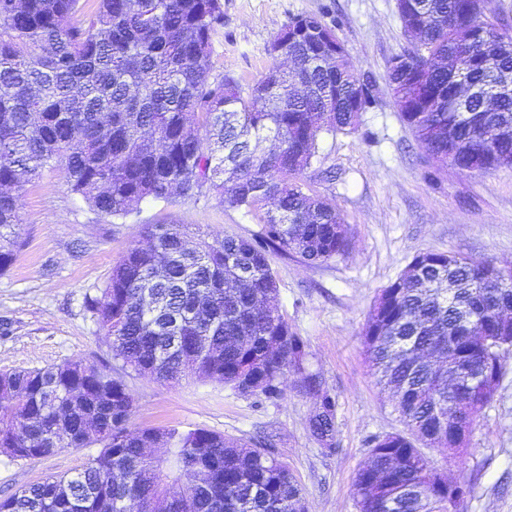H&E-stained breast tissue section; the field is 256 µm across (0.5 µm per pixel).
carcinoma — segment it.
I'll return each instance as SVG.
<instances>
[{"instance_id": "1", "label": "carcinoma", "mask_w": 512, "mask_h": 512, "mask_svg": "<svg viewBox=\"0 0 512 512\" xmlns=\"http://www.w3.org/2000/svg\"><path fill=\"white\" fill-rule=\"evenodd\" d=\"M0 0V272L18 246L21 191L60 169L68 189L96 212L125 218L147 201L178 194L219 199L260 214L251 237L186 244L181 224H146L88 301L115 356L160 381L194 374L267 398L293 370L320 398L310 419L331 450L336 400L308 367V352L275 298L268 253L326 262L348 247L343 216L305 189L323 134L352 132L373 97L346 66L320 67L334 30L315 15L288 22L283 56L243 90L211 76L212 37L223 0ZM489 0H396L413 49L387 63L401 118L428 155L454 169L512 165V33L486 17ZM484 88L464 99L465 88ZM512 271L460 255L421 252L382 289L362 338L389 386L406 431L372 439L355 479L359 512H460L472 493L416 446L448 447L433 406L463 404L471 428L494 399L512 354ZM482 376L448 389L445 374ZM133 398L122 379L83 359L0 372V454L46 457L102 445L76 474L50 477L0 499V512H306L288 468L202 428L127 423ZM163 441L185 468L167 473L145 447Z\"/></svg>"}]
</instances>
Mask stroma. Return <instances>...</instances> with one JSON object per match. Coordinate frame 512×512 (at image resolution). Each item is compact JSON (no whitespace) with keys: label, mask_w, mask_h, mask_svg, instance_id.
Masks as SVG:
<instances>
[{"label":"stroma","mask_w":512,"mask_h":512,"mask_svg":"<svg viewBox=\"0 0 512 512\" xmlns=\"http://www.w3.org/2000/svg\"><path fill=\"white\" fill-rule=\"evenodd\" d=\"M224 26L213 37L212 75L251 86L272 62L279 29L312 14L332 27L352 71L369 81L374 106L357 131L323 135L304 180L339 211L349 246L308 264L274 253L275 303L309 352L336 399V449L322 450L309 418L316 399L288 373L273 399L186 377L162 382L112 356L88 298L100 295L113 266L141 241L146 224L184 225L189 241L250 237L257 215L220 203L173 197L145 202L127 218L103 217L70 192L59 169H46L22 190V247L0 273V371L34 370L82 358L122 376L133 395L130 429L204 428L263 445L286 463L308 512H357L355 477L374 437L404 424L392 393L377 382L362 342L381 290L418 253L459 254L512 270V167L458 172L430 158L402 121L387 79L388 60L411 43L396 0H223ZM99 446L64 448L35 460L0 454V498L52 476L73 474ZM448 477L465 476L473 492L464 512H512V357L493 402L477 418L465 448L427 451Z\"/></svg>","instance_id":"35a3bbf8"}]
</instances>
